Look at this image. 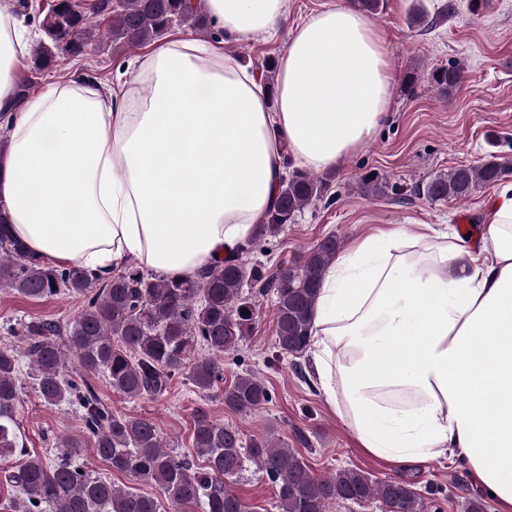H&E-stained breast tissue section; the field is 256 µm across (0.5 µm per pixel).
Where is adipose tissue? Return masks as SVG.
<instances>
[{
    "mask_svg": "<svg viewBox=\"0 0 512 512\" xmlns=\"http://www.w3.org/2000/svg\"><path fill=\"white\" fill-rule=\"evenodd\" d=\"M288 0H206L215 29L288 28L268 94L221 42L165 41L140 63L149 93L81 76L31 90L0 152L10 234L57 265L108 277L129 259L190 279L233 257L276 202L284 153L323 171L373 136L397 77L373 21L337 0L288 23ZM29 53L0 5V110ZM469 238L392 228L328 267L310 349L317 389L361 448L401 467L461 457L512 512V182Z\"/></svg>",
    "mask_w": 512,
    "mask_h": 512,
    "instance_id": "ef3b65f1",
    "label": "adipose tissue"
}]
</instances>
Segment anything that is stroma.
I'll return each mask as SVG.
<instances>
[{"instance_id":"35a3bbf8","label":"stroma","mask_w":512,"mask_h":512,"mask_svg":"<svg viewBox=\"0 0 512 512\" xmlns=\"http://www.w3.org/2000/svg\"><path fill=\"white\" fill-rule=\"evenodd\" d=\"M412 3L387 0L386 10L374 16L373 22L389 50L391 69L401 76L407 68L416 67L414 91L396 87L393 108L377 133L341 167L329 171L332 188L338 193L334 205L306 209L297 223L261 242V258L267 265L295 261L329 235L340 238L346 249L360 238L392 227L416 232L427 224L453 234L477 223L492 187L462 202L436 204L394 195L371 199L357 188L356 176L370 170L410 185L458 165H476L489 155L512 152V0H491L479 17L468 11L466 0H457L455 14L422 31L407 23ZM287 40L282 29L271 38L225 42L224 50L254 66L277 58ZM149 52L146 46L115 45L106 53L90 50L77 58L61 55L54 69L42 74L35 73L27 60L18 69L17 84L65 82L82 75L105 84L119 76L129 81L139 58ZM453 60L464 62L466 74L458 90L444 100L431 86L428 73ZM260 303L262 312L252 336L224 357L225 381L247 370L264 379L272 400L256 413H232L218 394L194 392L179 378L163 397L135 401L112 390L103 377H90L89 382L113 411L154 422L177 452L191 453L193 414L202 407L215 420L237 426L248 439L270 437L290 443L295 432H303L308 445L301 454L316 473L361 468L379 479L410 484L421 502L420 512H467V501L476 489L465 465L456 458H440L421 467L402 468L360 448L346 420L313 386L310 355L277 356L272 299L267 296ZM82 305L81 299L70 296L32 300L0 291V342L13 344L7 332L11 325L34 318L64 322L75 317ZM19 381L25 387L17 413L19 439L25 448L51 457L59 451L60 438L83 437V423L75 408L42 405L27 388V374H20ZM234 490L255 512H277L271 482L254 469L244 471Z\"/></svg>"}]
</instances>
